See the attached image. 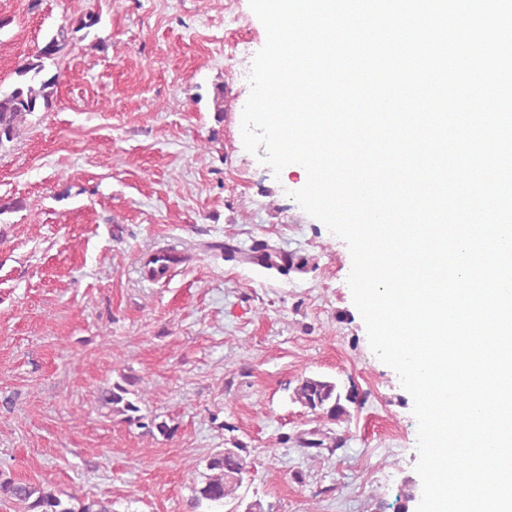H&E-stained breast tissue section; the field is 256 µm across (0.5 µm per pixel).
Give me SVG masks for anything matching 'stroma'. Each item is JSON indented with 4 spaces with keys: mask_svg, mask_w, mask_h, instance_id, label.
<instances>
[{
    "mask_svg": "<svg viewBox=\"0 0 512 512\" xmlns=\"http://www.w3.org/2000/svg\"><path fill=\"white\" fill-rule=\"evenodd\" d=\"M0 17L4 89L70 31L45 63L52 109L0 150V200L24 204L0 215V473L112 512H189L187 473L237 446L242 495L272 512H416L414 401L371 349L349 247L292 198L305 171L244 147L251 86L224 53L266 43L249 0H0ZM160 248L179 261L152 279ZM270 249L288 267L253 263ZM124 375L171 435L102 406ZM304 376L355 392L347 416L293 403Z\"/></svg>",
    "mask_w": 512,
    "mask_h": 512,
    "instance_id": "1",
    "label": "stroma"
}]
</instances>
